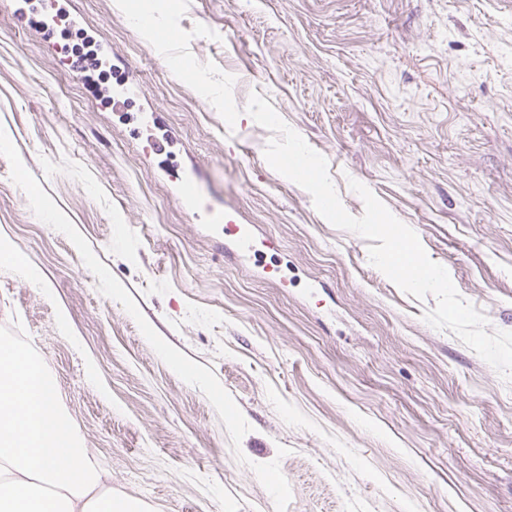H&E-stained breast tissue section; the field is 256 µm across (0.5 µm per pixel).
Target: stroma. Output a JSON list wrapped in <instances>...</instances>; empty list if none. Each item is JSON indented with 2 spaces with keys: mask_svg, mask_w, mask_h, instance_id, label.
<instances>
[{
  "mask_svg": "<svg viewBox=\"0 0 512 512\" xmlns=\"http://www.w3.org/2000/svg\"><path fill=\"white\" fill-rule=\"evenodd\" d=\"M70 8L141 91L105 109L27 0H0V249L20 261L0 337L54 379L101 491L143 512H512V381L268 164L245 111L261 94L349 214L353 178L512 331L505 0H159L173 42L117 0ZM193 172L256 256L178 203Z\"/></svg>",
  "mask_w": 512,
  "mask_h": 512,
  "instance_id": "stroma-1",
  "label": "stroma"
}]
</instances>
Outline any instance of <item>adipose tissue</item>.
<instances>
[{"label": "adipose tissue", "instance_id": "1", "mask_svg": "<svg viewBox=\"0 0 512 512\" xmlns=\"http://www.w3.org/2000/svg\"><path fill=\"white\" fill-rule=\"evenodd\" d=\"M101 480L59 408L39 361L0 343V512H139L97 493Z\"/></svg>", "mask_w": 512, "mask_h": 512}]
</instances>
